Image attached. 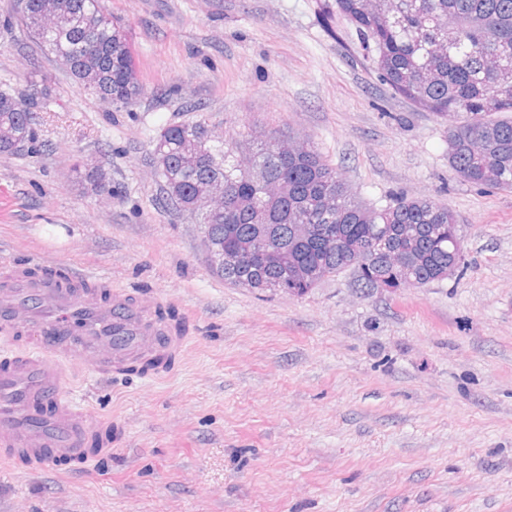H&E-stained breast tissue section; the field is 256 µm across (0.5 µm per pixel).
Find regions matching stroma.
I'll return each mask as SVG.
<instances>
[{
  "label": "stroma",
  "instance_id": "obj_1",
  "mask_svg": "<svg viewBox=\"0 0 512 512\" xmlns=\"http://www.w3.org/2000/svg\"><path fill=\"white\" fill-rule=\"evenodd\" d=\"M15 2L0 89L49 98L0 155V263L104 273L200 332L159 380L77 382L124 445L74 474L0 461V512H512V191L453 174L447 121L382 81L335 0H99L144 85L127 108L59 69ZM196 121L217 145L308 141L366 206H447L463 272L368 295L347 272L303 296L224 282L153 153ZM90 157L111 196L79 186Z\"/></svg>",
  "mask_w": 512,
  "mask_h": 512
}]
</instances>
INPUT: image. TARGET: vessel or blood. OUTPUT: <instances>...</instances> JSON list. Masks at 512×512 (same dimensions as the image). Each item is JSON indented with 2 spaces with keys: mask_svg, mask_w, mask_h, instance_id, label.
<instances>
[{
  "mask_svg": "<svg viewBox=\"0 0 512 512\" xmlns=\"http://www.w3.org/2000/svg\"><path fill=\"white\" fill-rule=\"evenodd\" d=\"M1 328L0 460L26 473L82 470L123 441L111 421L90 418L74 398L75 365L101 378L153 381L196 331L106 275L46 261L0 268Z\"/></svg>",
  "mask_w": 512,
  "mask_h": 512,
  "instance_id": "vessel-or-blood-1",
  "label": "vessel or blood"
}]
</instances>
